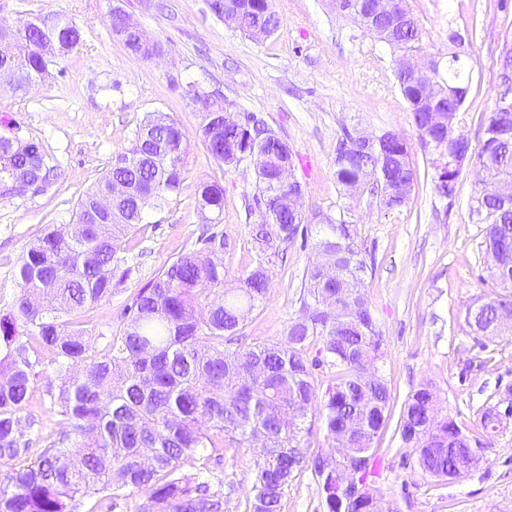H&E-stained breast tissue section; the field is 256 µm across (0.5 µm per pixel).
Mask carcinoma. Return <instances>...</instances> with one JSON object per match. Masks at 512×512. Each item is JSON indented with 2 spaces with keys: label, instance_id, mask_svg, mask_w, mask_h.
Instances as JSON below:
<instances>
[{
  "label": "carcinoma",
  "instance_id": "obj_1",
  "mask_svg": "<svg viewBox=\"0 0 512 512\" xmlns=\"http://www.w3.org/2000/svg\"><path fill=\"white\" fill-rule=\"evenodd\" d=\"M209 0L220 19L233 15V27L255 37L272 35L280 18L271 0ZM20 31L0 29V65H10L25 92L48 75L49 65L68 56L81 42L82 30L57 13L22 19ZM110 33L128 53H145L138 36H120L122 17L107 15ZM400 57L407 58L420 40L415 18L393 27L386 18L363 24ZM448 40V78L429 77L437 97L427 98L417 80L401 71L396 77L410 107L420 140L438 152L433 162L435 191L456 195L462 171L479 169L481 183L512 181V111L493 109L474 151L455 137L461 104L448 107L447 125L433 121L434 106L448 100L447 86L468 92V50L459 36ZM201 105L196 135L208 153L227 167L238 165L246 151L259 146L265 163L257 168L255 206L263 222L253 227L256 250L252 267L226 287L224 235L217 230L224 209V185L218 179L200 184L195 207L208 226L198 246L177 257L139 290L125 312V322L101 357L89 355L90 341L72 316L112 297L124 238L143 222L149 209H160L180 193L188 136L166 112H149L138 126L133 147L81 197L72 224H49L30 243L17 269L18 293L9 312L0 315V512H77L80 498L148 488L140 512H224V493L209 484L208 448H248L256 465L249 512H281L282 498L298 473L308 470L318 482L323 512H372L377 498L372 478L380 463L372 447L384 426L391 400L387 381L365 376L359 354L372 361L385 356V343L362 292L367 264L358 225L327 213L315 215V258L304 271L298 315L282 343L258 342L228 349L247 315L262 303L280 248L308 237L309 219L285 201L302 192L297 181L283 183L279 168L287 143L259 127L242 126L225 117L232 109L221 97L194 88ZM512 99V61L501 64L496 102ZM54 166L42 146L31 141L18 148L11 135L0 134V191L30 177L48 184ZM336 184L354 191L369 178L376 182L386 210L410 201L417 172L405 138L384 132L368 143L344 131L336 148ZM471 219L484 225L483 247L490 279L500 288L467 309L466 325L492 340L512 332V194L492 197L481 189L470 204ZM39 340L54 355V375L46 385L54 409L68 427L35 459L26 457L30 440L18 430L17 414L30 396L33 368L25 338ZM315 355L309 356V346ZM331 370L326 385L315 370ZM497 406L478 413L477 431L437 408L430 383L405 401L400 437L413 448L421 471L448 478L466 460L465 449L494 431L490 416ZM332 448H349L341 464L356 472L365 493L346 498L339 491L336 457L312 453L305 442L314 427ZM197 455L202 466L192 475L182 461Z\"/></svg>",
  "mask_w": 512,
  "mask_h": 512
}]
</instances>
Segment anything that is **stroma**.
I'll use <instances>...</instances> for the list:
<instances>
[{
	"mask_svg": "<svg viewBox=\"0 0 512 512\" xmlns=\"http://www.w3.org/2000/svg\"><path fill=\"white\" fill-rule=\"evenodd\" d=\"M407 4L421 31L413 51L419 63L447 66L449 33L469 39L465 63L472 83L459 130L480 148L481 126L495 104L500 53L512 45V6L501 7L500 0ZM114 6L161 43L162 56L134 57L112 38L103 19ZM273 7L281 26L257 41L216 17L208 0H0V22L54 12L83 30L81 44L51 66L45 83L24 94L0 89V133L17 123L57 167L46 191L0 199V309L8 310L18 292L15 270L25 247L45 225L69 222L88 188L129 151L149 112L171 113L188 136L183 189L129 234L119 263L128 277L85 316L92 355L105 352L140 288L195 248L200 182L218 177L224 185L225 270L235 278L251 267L248 242L262 221L253 200L255 163L224 169L208 156L196 134L198 109L181 95L182 85L194 82L288 143L305 216L323 212L357 224L367 263L363 291L387 344L379 368L394 408L429 381L443 412L474 425L483 405L512 390V336L482 345L465 323L467 307L495 291L485 279L483 227L469 214L477 173L464 170L454 199L436 193L435 152L419 139L397 84V54L387 43L333 11L328 0H273ZM346 130L368 136L391 131L407 140L418 175L407 207L389 212L369 187L349 194L337 186L336 145ZM314 256L312 244L289 246L264 301L244 323L247 342L284 338ZM34 351L31 397L18 414L33 457L67 426L45 391L54 355L39 344ZM398 425L390 417L376 442L382 468L372 489L387 512H512V420L491 438L484 463L455 481L424 475ZM254 472L248 449H225L210 481L223 492L227 512H248Z\"/></svg>",
	"mask_w": 512,
	"mask_h": 512,
	"instance_id": "stroma-1",
	"label": "stroma"
}]
</instances>
